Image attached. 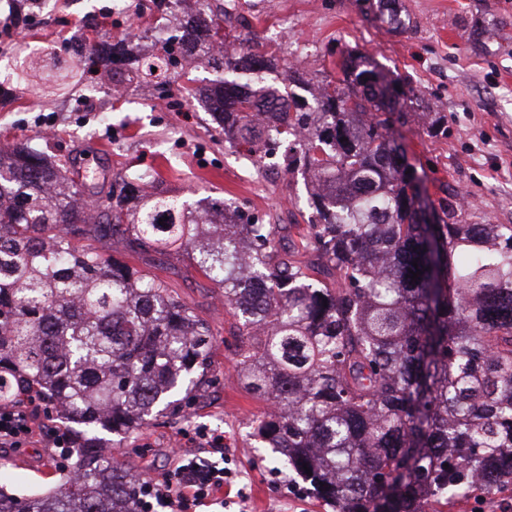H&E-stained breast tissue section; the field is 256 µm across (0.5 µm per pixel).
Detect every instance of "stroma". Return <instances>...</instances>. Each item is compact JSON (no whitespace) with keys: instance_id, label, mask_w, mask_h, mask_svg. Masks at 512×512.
Returning a JSON list of instances; mask_svg holds the SVG:
<instances>
[{"instance_id":"obj_1","label":"stroma","mask_w":512,"mask_h":512,"mask_svg":"<svg viewBox=\"0 0 512 512\" xmlns=\"http://www.w3.org/2000/svg\"><path fill=\"white\" fill-rule=\"evenodd\" d=\"M46 21L30 22L29 0H0V69L17 70L23 44L40 47L61 66L78 68L86 43L118 37L112 0H51ZM235 8L233 26L264 47L288 56L307 47L309 74L347 52L371 56L387 72L422 94L442 113L446 134L427 135L421 120L402 127L408 153L430 198L463 197L466 213L483 224H512V0H392L410 24L390 31L362 8L363 0H220ZM286 38H279L280 26ZM214 72L203 63L181 69L169 91L143 83L113 95L90 80L57 96L39 79L0 95V147L29 144L66 162L77 182L108 191L113 177L143 174L153 187L184 198L234 202L275 224H307L305 181L300 171L269 179L230 144L199 99ZM152 272L208 321L214 331L210 368L189 405L129 434L100 432L97 445L115 451L133 477L168 469L175 454L193 450L195 433L224 436V466L233 473L220 493L224 512H329L303 478L274 469L272 449L249 425L265 408L246 392L232 365L241 342L238 320L224 307L219 288L185 257H157ZM33 440L25 448L0 447V485L16 495L54 488L63 458L42 442L48 424L77 431L58 409L32 402Z\"/></svg>"}]
</instances>
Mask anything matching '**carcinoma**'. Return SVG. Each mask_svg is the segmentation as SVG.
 Returning a JSON list of instances; mask_svg holds the SVG:
<instances>
[{
    "mask_svg": "<svg viewBox=\"0 0 512 512\" xmlns=\"http://www.w3.org/2000/svg\"><path fill=\"white\" fill-rule=\"evenodd\" d=\"M218 43L235 49L209 53ZM174 44L218 72L207 109L257 171L293 145L309 224L288 225L299 241L284 249L282 225L138 196L140 175L112 179L95 222L75 200L96 186L26 143L0 151V401L34 393L91 438L52 491L0 489V512H138L140 486L92 439L179 410L171 397L207 369L211 325L164 279L115 262L116 244L185 250L221 288L239 318L235 374L266 403L254 434L332 512H430L512 487V224H466L455 200L423 196L394 128L414 90L356 53L315 84L290 63L281 85L253 83L280 58L226 33L222 13L178 21ZM84 61L114 86L166 87L176 65L173 49L145 59L125 36L86 45ZM36 69L52 90L72 78L38 60L16 77Z\"/></svg>",
    "mask_w": 512,
    "mask_h": 512,
    "instance_id": "1",
    "label": "carcinoma"
}]
</instances>
